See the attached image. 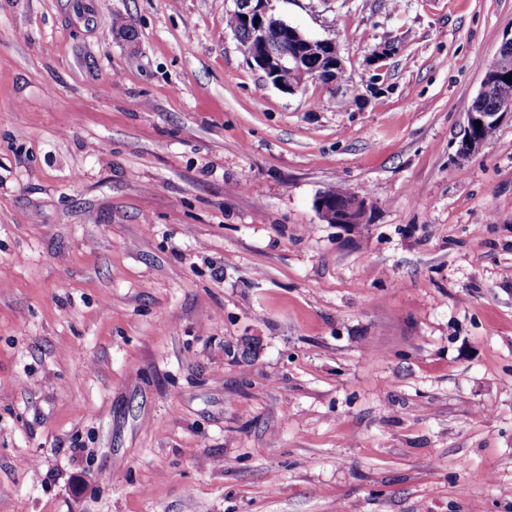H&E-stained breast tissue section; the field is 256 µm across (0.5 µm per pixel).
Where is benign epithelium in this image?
Here are the masks:
<instances>
[{
  "label": "benign epithelium",
  "mask_w": 512,
  "mask_h": 512,
  "mask_svg": "<svg viewBox=\"0 0 512 512\" xmlns=\"http://www.w3.org/2000/svg\"><path fill=\"white\" fill-rule=\"evenodd\" d=\"M233 11L238 13L249 29V40L244 51L255 66L261 70L268 82L278 89L295 94L310 82H321L331 91L342 93L343 66L336 43L331 40L315 41L300 29L292 28L295 51L275 42L272 31L286 26L273 13L271 0H233ZM320 46L319 58L326 59L320 68H304L299 65L302 51ZM512 73V37L505 39L496 59L489 65L482 79L481 91H488L497 79ZM512 112L509 106L500 112H469L461 151L469 154L476 151L482 141L477 138V122L482 125H497L505 114ZM316 208L321 219L327 223L354 227L366 221L368 203L366 198L351 194L345 201L328 206L325 196L318 194Z\"/></svg>",
  "instance_id": "1"
}]
</instances>
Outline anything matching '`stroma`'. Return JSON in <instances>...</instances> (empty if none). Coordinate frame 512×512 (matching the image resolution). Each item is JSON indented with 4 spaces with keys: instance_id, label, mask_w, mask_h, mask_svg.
<instances>
[{
    "instance_id": "1",
    "label": "stroma",
    "mask_w": 512,
    "mask_h": 512,
    "mask_svg": "<svg viewBox=\"0 0 512 512\" xmlns=\"http://www.w3.org/2000/svg\"><path fill=\"white\" fill-rule=\"evenodd\" d=\"M232 6L0 0V512H512V0H272L339 99ZM272 0H233L232 11L226 14V26L231 31L241 27L236 13L240 15L249 29V40L243 46L248 58L261 70L268 82L278 89L295 94L303 90L309 82H321L332 92L341 94L343 66L336 43L331 40H315L300 29L286 25L271 8ZM236 12V13H235ZM228 22V23H227ZM289 27L295 37V52L288 51L291 45L290 33L283 27ZM281 27V28H280ZM279 29L278 31H273ZM287 46L280 45L272 38ZM319 44L323 52H318L319 59L326 58L324 67H297L304 52ZM304 49L302 53L299 49ZM512 73V37L506 38L496 59L489 65L482 79L481 91H488L489 87L505 75ZM503 105L512 107V82H507L505 79L495 85L485 96L477 97L472 109L478 112H467L465 134L461 145L462 153L475 152L483 144L477 138L479 129L476 127L477 121L482 122L481 127L488 125L480 131V136L484 141L494 136L497 126L492 125H498L503 115L512 112V108L509 106L503 107L501 112H492ZM332 198L345 199L350 195V190L343 185H335L324 190ZM316 208L321 219L327 223L354 227L366 221L368 203L365 197L352 193L345 201L330 206L323 192L316 199Z\"/></svg>"
}]
</instances>
